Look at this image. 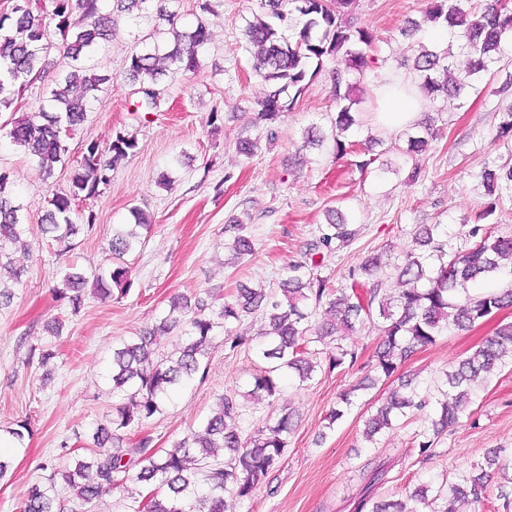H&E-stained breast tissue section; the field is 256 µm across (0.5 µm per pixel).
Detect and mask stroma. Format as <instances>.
<instances>
[{
	"label": "stroma",
	"mask_w": 512,
	"mask_h": 512,
	"mask_svg": "<svg viewBox=\"0 0 512 512\" xmlns=\"http://www.w3.org/2000/svg\"><path fill=\"white\" fill-rule=\"evenodd\" d=\"M213 5V12L204 15L198 0H171L178 27L205 19L211 41L199 55L197 73L170 70L161 76L164 101L160 111L149 114L135 109L139 86L126 75L127 60L141 40L153 30L167 31L168 24L154 14L117 21L95 55L108 80L91 100L86 121L68 142L65 163L57 165L50 180H42L29 157L0 138V169L12 174L28 227L26 248L13 254L15 264L25 269L23 284L9 305L0 306V428L26 417L33 425L32 436L22 445H0V452L13 458L8 476L0 480V512H20L29 488L45 477L46 466L86 455L85 438L92 426L112 412L108 361L113 344L155 324L171 298L192 300L208 291L225 297L242 284L278 288L332 208L350 213L359 229L349 246L326 254L319 269L320 276L336 285L347 283L349 269L371 252L388 255L391 263L400 259L413 248V233L421 224L439 225L451 233L454 246H465L464 224L473 223L490 201L480 172L512 164V146L493 142L500 112L512 103V89L503 88L512 64L488 81L482 93L467 89L457 98L423 100L421 113L437 134L425 153L401 157L398 149L405 135L366 117L355 137L382 139L375 153L386 169L363 173L351 158L336 159L329 146H302L308 131L329 132L336 116L329 70L314 78L297 107L275 126L257 121V103L270 87L252 73L254 50L244 29L259 11L258 0H213ZM424 8V0H359L356 23L375 36L369 50L375 63L359 82L360 111L371 112L374 90L386 74H412V67L401 64L409 48L400 29L407 19L421 18ZM50 40L53 47L42 58L44 73L25 86L16 111L0 112V127L16 114L46 105L51 88L69 71L61 36L51 34ZM213 111L221 115L215 128L207 123ZM271 128L276 131L272 141L266 138ZM119 132L135 136L139 149L113 171L110 185L88 200L96 216L92 232L76 238L74 250L59 258L39 231L50 194L67 189L85 142L105 147ZM246 138L260 141L249 160L237 152L238 141ZM164 175L171 186L160 185ZM134 207L151 216L153 228L128 258L130 293L107 301L87 298L80 313L71 314L55 298L64 262L87 271L105 265L112 227L131 223ZM237 220L253 239L255 252L232 265L224 253V227ZM58 316L65 326L55 337L45 324ZM508 322L512 308L470 330L448 331L418 351L396 376L423 388L433 386L450 362L472 354L498 325ZM261 325L254 315L234 326V333L246 340L234 353L225 350L223 337H216L206 381L173 394L165 413L130 431V438L146 434L156 449L167 448L200 428L219 395L248 391L261 366L255 355ZM349 341L361 352L354 367L318 373L304 387L284 380L273 405L240 418L247 436L266 416L283 410L292 414L295 427L266 483L248 499L225 496V512H353L361 474L370 462L392 465L378 491L379 498L389 501L418 487L434 490L456 481L473 465L483 464L489 451L512 448V368L506 366L477 388L467 414L438 441L430 459H420L413 444L424 424L419 415L400 419L377 445L364 442L366 408L392 388L389 380L359 392L351 410L327 427L325 417L340 395L371 375L379 332L368 325ZM33 346L55 351L48 367L29 361ZM64 440L70 452L62 451Z\"/></svg>",
	"instance_id": "obj_1"
}]
</instances>
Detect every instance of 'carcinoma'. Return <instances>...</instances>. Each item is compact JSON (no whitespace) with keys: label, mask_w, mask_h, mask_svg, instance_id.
Instances as JSON below:
<instances>
[{"label":"carcinoma","mask_w":512,"mask_h":512,"mask_svg":"<svg viewBox=\"0 0 512 512\" xmlns=\"http://www.w3.org/2000/svg\"><path fill=\"white\" fill-rule=\"evenodd\" d=\"M0 16V109H9L15 96L31 78L39 75L41 54L50 49L46 32L55 27L66 37L64 56L76 63L51 90L50 110L41 109L11 122L6 136L34 162L44 178L68 153L61 130H77L87 119L89 99L107 78L90 62L95 48L112 34L115 14L144 17L148 8L167 14L170 0H51L46 10L36 11L26 0ZM357 0H262L265 16H254L245 30L247 41L257 51L253 72L274 90L259 102V118L271 123L293 110L326 60H341L343 66L331 72L335 129L331 132L336 156L358 158L356 166L368 168L373 159H364L366 149L349 136L359 125L352 111L351 98L356 84L350 75H360L374 64L366 49L373 33L353 24L351 13ZM444 26L461 38L460 49L472 57L464 80L478 90L483 77L505 56V45L512 39V10L499 6V0H486L476 10L472 0H426L420 21H410L402 35L411 39L428 26ZM211 40L202 21L189 31L173 30L163 44L144 46L130 57L128 74L139 83L136 109L155 112L163 90L158 79L168 69L193 73L200 65L199 52ZM453 67L450 49H423L414 58L413 68L420 73L422 92L429 96L454 97L462 86L451 84ZM512 139V104L502 110L496 140ZM85 154L78 161L69 187L52 194L45 223L39 226L47 246L71 250L81 233L92 231L96 216L80 203L95 197L112 181L117 165L134 155L138 141L121 132L107 149L94 140L83 144ZM482 182L489 188L512 190V167H486ZM10 174L0 170V267L8 268L16 281L23 270L13 267L12 251L27 246L26 227L21 223V207L11 191ZM133 224L112 226L108 243L109 264L87 273L74 264L61 269L59 298L67 301L72 313L84 305V285L92 282V294L100 300L113 292L125 296L133 287L130 266L125 256L142 246L151 224L138 209L131 210ZM244 225L229 224L225 247L238 259L253 254L255 244L243 234ZM357 235L355 225L339 210L328 215L304 253V260L288 266V278L281 282L282 295L261 288H238L222 303L198 299L172 300L168 314L158 325L141 331L112 347L110 394L120 399L112 405V418L97 424L91 447L98 452L79 457L69 464L50 468L43 481L29 490L20 512H57L58 488L69 490L80 512H95L100 493L121 489L129 481L131 469L139 468L136 480L154 486L149 497L133 498L124 512H224V494L239 499L251 497L264 483L287 447L292 431L290 413L283 410L269 418L253 436L242 437L237 420L244 405L235 397L220 395L216 407L202 428L172 442L162 452L153 440L143 436L116 452L100 449L123 440V433L143 424L165 409L169 395L193 380L204 381L216 332L224 330V348L235 352L243 338L233 334V325L242 318L261 313L268 327L259 332L264 339L256 355L265 366L253 377L248 393L251 402L276 398L280 383L288 376L298 385L310 381L317 369L332 372L345 364L355 365L356 347L345 345L346 336L359 327L376 322L382 340L373 354L376 379L393 377L398 368L418 350L430 346L450 327L465 330L495 312L512 307V236L498 235L486 224H473L465 232L469 247H452L448 233L433 224H421L414 233V248L394 264L404 289L398 296L383 292L377 274L387 262L376 252L357 267L349 269L351 284L335 288L326 277L314 273L326 253L348 245ZM368 280L364 284L360 279ZM493 279L499 286L474 295L470 288ZM179 330L174 351L158 354L153 345L159 331ZM328 346L325 364L314 361L317 352L310 344ZM512 365V323L499 325L493 335L475 352L450 366L436 393L421 391L406 383L390 391L376 411L364 422L363 437L374 444L390 430L393 421L408 413H423L429 426L419 433V456L426 460L437 440L448 433L478 382H486L496 366ZM354 391L344 393L343 406L326 417L333 426L353 406ZM391 469L378 463L363 475V487L355 502V512H463L462 506L481 502L489 472L497 471L512 484V457L496 452L485 464L460 476L458 481L440 487L415 490L409 502L376 501L375 491Z\"/></svg>","instance_id":"obj_1"}]
</instances>
